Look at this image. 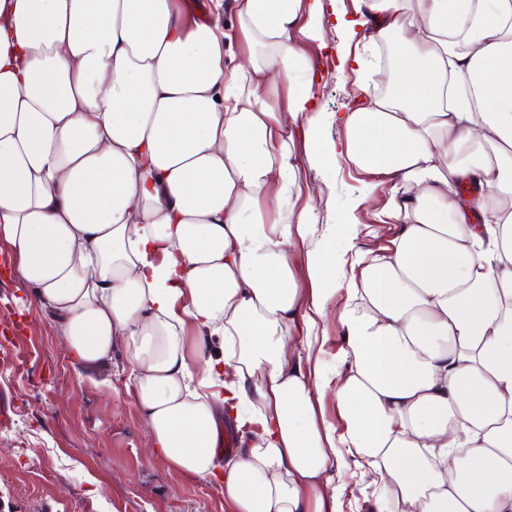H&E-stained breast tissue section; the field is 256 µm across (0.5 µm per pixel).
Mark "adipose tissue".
I'll return each instance as SVG.
<instances>
[{
  "mask_svg": "<svg viewBox=\"0 0 512 512\" xmlns=\"http://www.w3.org/2000/svg\"><path fill=\"white\" fill-rule=\"evenodd\" d=\"M361 4L330 23L380 16L353 57L380 84L336 152L388 185L396 232L343 287L301 178L321 73L298 45L323 41L324 0H210L206 22L179 0H0V246L78 371L123 344L150 455L219 477L232 512H337L340 443L374 512H512V0ZM338 291L330 385L303 356ZM228 407L251 445L224 462Z\"/></svg>",
  "mask_w": 512,
  "mask_h": 512,
  "instance_id": "adipose-tissue-1",
  "label": "adipose tissue"
}]
</instances>
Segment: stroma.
<instances>
[{
    "label": "stroma",
    "mask_w": 512,
    "mask_h": 512,
    "mask_svg": "<svg viewBox=\"0 0 512 512\" xmlns=\"http://www.w3.org/2000/svg\"><path fill=\"white\" fill-rule=\"evenodd\" d=\"M326 165L306 170L311 188L334 186L332 203L314 200L319 224L333 225L336 278L350 274L355 252L384 245L392 227L378 223L388 186L362 194L367 175L332 148L366 77L319 57ZM122 348L112 350L110 383L78 373L50 315L14 276L0 277V512H229L214 479H190L149 452V430L127 391Z\"/></svg>",
    "instance_id": "stroma-1"
}]
</instances>
